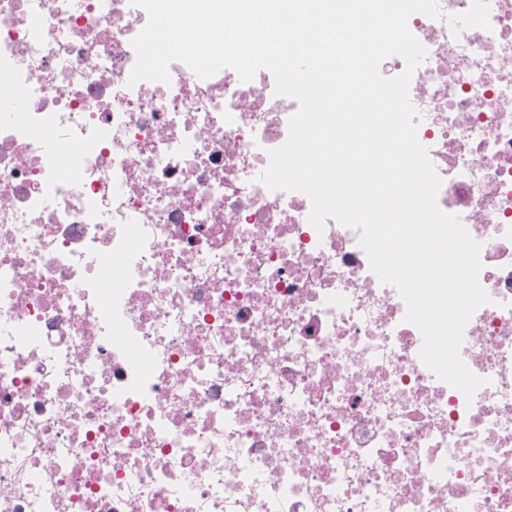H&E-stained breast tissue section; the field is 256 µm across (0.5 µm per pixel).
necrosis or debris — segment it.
<instances>
[{
  "instance_id": "obj_1",
  "label": "necrosis or debris",
  "mask_w": 512,
  "mask_h": 512,
  "mask_svg": "<svg viewBox=\"0 0 512 512\" xmlns=\"http://www.w3.org/2000/svg\"><path fill=\"white\" fill-rule=\"evenodd\" d=\"M409 97L490 304L421 361L358 230L258 175L271 71L130 83V0H0V512H512V0H438Z\"/></svg>"
}]
</instances>
